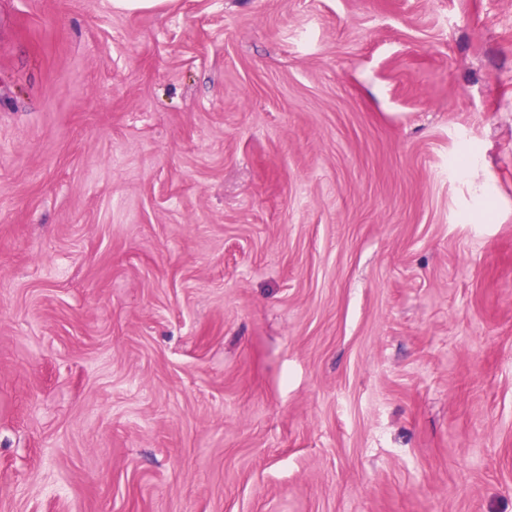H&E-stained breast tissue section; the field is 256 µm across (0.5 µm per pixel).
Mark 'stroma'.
I'll return each mask as SVG.
<instances>
[{
    "label": "stroma",
    "mask_w": 512,
    "mask_h": 512,
    "mask_svg": "<svg viewBox=\"0 0 512 512\" xmlns=\"http://www.w3.org/2000/svg\"><path fill=\"white\" fill-rule=\"evenodd\" d=\"M0 512H512V0H0Z\"/></svg>",
    "instance_id": "1"
}]
</instances>
